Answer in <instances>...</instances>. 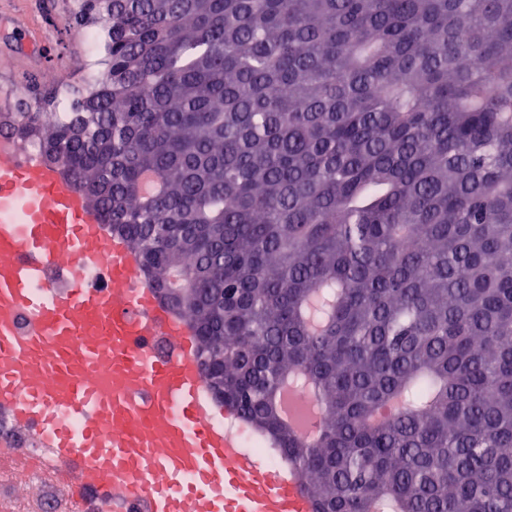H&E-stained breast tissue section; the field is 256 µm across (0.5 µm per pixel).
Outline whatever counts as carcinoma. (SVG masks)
<instances>
[{"label":"carcinoma","mask_w":512,"mask_h":512,"mask_svg":"<svg viewBox=\"0 0 512 512\" xmlns=\"http://www.w3.org/2000/svg\"><path fill=\"white\" fill-rule=\"evenodd\" d=\"M100 28L71 111L0 128L191 314L214 398L316 512H512V0H112Z\"/></svg>","instance_id":"1"}]
</instances>
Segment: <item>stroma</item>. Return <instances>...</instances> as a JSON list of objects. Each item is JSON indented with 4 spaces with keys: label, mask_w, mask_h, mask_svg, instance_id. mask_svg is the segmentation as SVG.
I'll use <instances>...</instances> for the list:
<instances>
[{
    "label": "stroma",
    "mask_w": 512,
    "mask_h": 512,
    "mask_svg": "<svg viewBox=\"0 0 512 512\" xmlns=\"http://www.w3.org/2000/svg\"><path fill=\"white\" fill-rule=\"evenodd\" d=\"M77 0H0V108L31 101L29 76L53 68L64 85L88 63L74 24Z\"/></svg>",
    "instance_id": "1"
}]
</instances>
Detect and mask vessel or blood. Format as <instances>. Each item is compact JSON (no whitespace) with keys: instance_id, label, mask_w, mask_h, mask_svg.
<instances>
[{"instance_id":"obj_1","label":"vessel or blood","mask_w":512,"mask_h":512,"mask_svg":"<svg viewBox=\"0 0 512 512\" xmlns=\"http://www.w3.org/2000/svg\"><path fill=\"white\" fill-rule=\"evenodd\" d=\"M63 255L59 290L43 274ZM98 267L101 287L86 278ZM138 268L58 170L0 161V411L36 430L80 494L108 484L144 512H314L295 472L237 447L193 330ZM158 334L173 342L160 356Z\"/></svg>"}]
</instances>
